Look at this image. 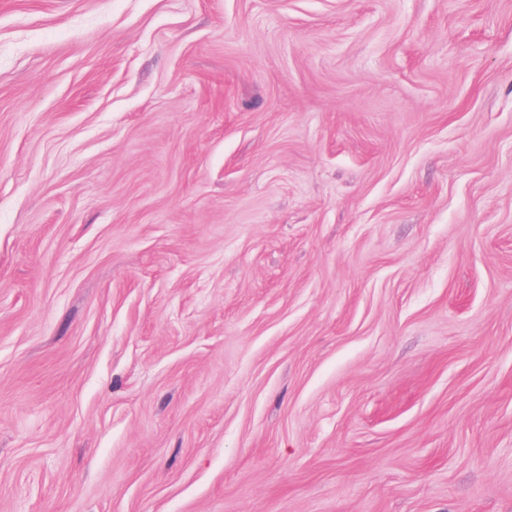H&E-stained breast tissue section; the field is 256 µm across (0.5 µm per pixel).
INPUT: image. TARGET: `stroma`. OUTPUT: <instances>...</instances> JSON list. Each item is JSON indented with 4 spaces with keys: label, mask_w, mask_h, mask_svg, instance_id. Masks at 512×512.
<instances>
[{
    "label": "stroma",
    "mask_w": 512,
    "mask_h": 512,
    "mask_svg": "<svg viewBox=\"0 0 512 512\" xmlns=\"http://www.w3.org/2000/svg\"><path fill=\"white\" fill-rule=\"evenodd\" d=\"M0 512H512V0H0Z\"/></svg>",
    "instance_id": "obj_1"
}]
</instances>
